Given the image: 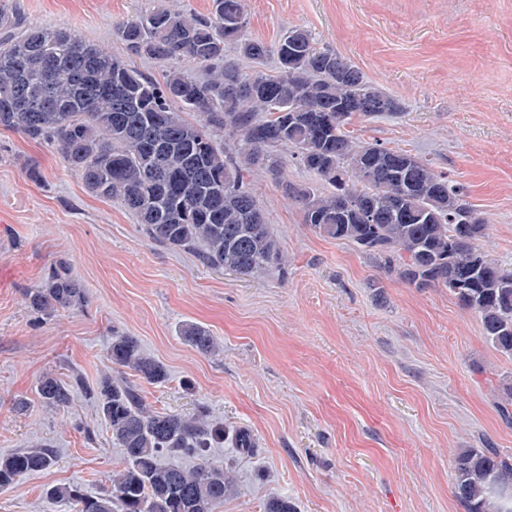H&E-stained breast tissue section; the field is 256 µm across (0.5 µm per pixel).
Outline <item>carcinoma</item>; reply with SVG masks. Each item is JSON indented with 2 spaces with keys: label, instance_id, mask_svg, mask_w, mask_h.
<instances>
[{
  "label": "carcinoma",
  "instance_id": "obj_1",
  "mask_svg": "<svg viewBox=\"0 0 512 512\" xmlns=\"http://www.w3.org/2000/svg\"><path fill=\"white\" fill-rule=\"evenodd\" d=\"M202 16L158 6L116 25L127 54L115 55L64 27L27 24L0 0V127L57 146L87 189L117 199L147 237L172 249H200L212 269L241 275L283 270L280 244L256 203L248 177L263 167L301 206L303 223L384 261L417 287L446 288L480 319L482 335L512 359V270L479 248L489 224L465 193L420 158L378 143L359 144L346 126L353 115H394L400 102L367 80L346 58L292 27L274 45L245 37L244 0H210ZM256 63L276 57L277 74L245 70L226 48ZM135 57L170 63L156 81ZM198 120L191 122L186 115ZM295 150L315 181L296 184L276 150ZM83 297L78 280L53 270L24 292L27 306L52 315ZM183 340L199 353L220 348L210 331L187 324ZM116 368L162 383V364L133 336L108 350ZM122 448L110 485L91 493L53 486L51 499L70 512H216L230 480L207 461L222 439L204 411L161 413L139 386L103 377L89 388ZM41 401L67 408L71 386L52 375L39 381ZM165 454L198 460L164 465ZM54 462L49 448L0 457V490L20 474ZM452 492L465 512H512V460L493 448H464L453 462Z\"/></svg>",
  "mask_w": 512,
  "mask_h": 512
}]
</instances>
